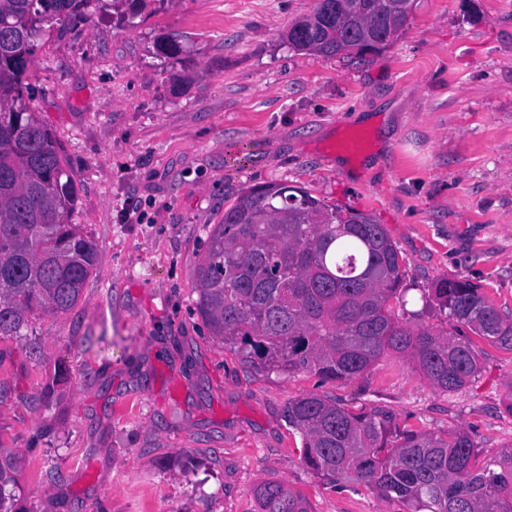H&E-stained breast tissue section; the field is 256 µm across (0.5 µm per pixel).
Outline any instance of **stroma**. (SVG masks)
Returning <instances> with one entry per match:
<instances>
[{"label": "stroma", "instance_id": "obj_1", "mask_svg": "<svg viewBox=\"0 0 512 512\" xmlns=\"http://www.w3.org/2000/svg\"><path fill=\"white\" fill-rule=\"evenodd\" d=\"M317 0H95L44 24L26 107L76 176L71 223L96 265L77 307L0 339V448L24 512H254L280 481L313 512H402L325 484L282 410L321 394L481 457L512 448V352L474 337L480 371L435 388L395 358L341 383L255 371L194 314V267L237 195L288 183L367 213L402 259L400 321L444 328L442 279L512 315V0H416L380 51L323 56L284 35ZM178 56L160 50L167 39Z\"/></svg>", "mask_w": 512, "mask_h": 512}]
</instances>
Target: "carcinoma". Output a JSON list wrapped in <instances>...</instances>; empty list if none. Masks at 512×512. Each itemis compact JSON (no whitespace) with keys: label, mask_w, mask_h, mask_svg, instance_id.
I'll return each mask as SVG.
<instances>
[{"label":"carcinoma","mask_w":512,"mask_h":512,"mask_svg":"<svg viewBox=\"0 0 512 512\" xmlns=\"http://www.w3.org/2000/svg\"><path fill=\"white\" fill-rule=\"evenodd\" d=\"M94 0H0V339L32 320L76 308L96 247L69 223L76 179L56 137L20 105L26 60L49 19L86 15ZM318 0L288 31V45L326 56L363 55L405 23L397 0ZM195 313L224 348L267 374L311 370L325 382L363 375L384 356L411 363L436 388L456 391L479 371L466 334L402 323L399 252L368 214L329 205L284 183L250 187L224 209L195 268ZM448 319L512 351V318L466 279L433 288ZM302 437L306 467L329 484L361 483L405 512H512V448L485 462L468 432L440 437L400 426L379 408L346 407L319 394L282 410ZM12 456L0 454V512H18ZM257 512H311L279 481L253 490Z\"/></svg>","instance_id":"carcinoma-1"}]
</instances>
